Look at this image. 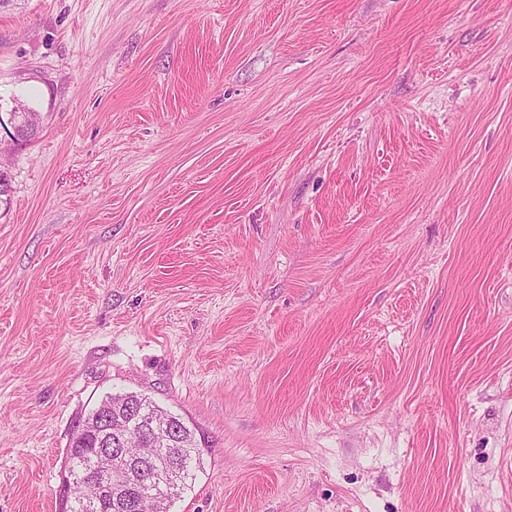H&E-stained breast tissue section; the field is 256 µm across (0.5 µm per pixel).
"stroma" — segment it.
Returning <instances> with one entry per match:
<instances>
[{"label": "stroma", "instance_id": "stroma-1", "mask_svg": "<svg viewBox=\"0 0 512 512\" xmlns=\"http://www.w3.org/2000/svg\"><path fill=\"white\" fill-rule=\"evenodd\" d=\"M0 512L193 423L169 512H512V0L0 10ZM140 401H144V404H146L149 407V409L156 414V418L158 420H166V417L168 416L169 412L164 408L158 406L148 397H145L141 394H137L134 392H126L107 395L102 400V402L103 404L112 405V415H110L106 409L99 407L97 410L94 411L93 417L91 415H88L82 421V423L78 424V426L74 429L72 433V436L70 438V446L73 447H69L70 450H72L73 448H85V450H81L76 454V456L70 455L67 451L68 468L70 472L71 470H74L77 473H83L88 469L89 464L87 460L84 459V455H89L91 453L90 451L86 450V448H107L106 446H98L94 439L86 437L83 429L85 423L87 421H90L92 418L94 419V421L96 420L95 425L97 427L98 432L101 431L102 427L109 424L110 420H112V434H109L106 431L105 438L112 440L116 438L121 439L123 434L121 424L124 420L118 418L117 415L126 414L128 412L127 406L131 402H135L138 404V402ZM79 453H81L82 455H79Z\"/></svg>", "mask_w": 512, "mask_h": 512}]
</instances>
